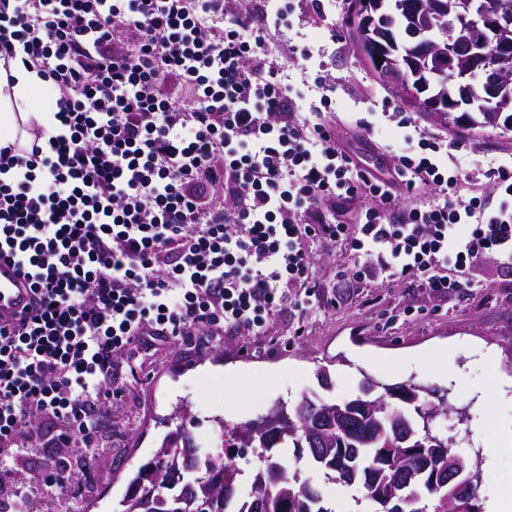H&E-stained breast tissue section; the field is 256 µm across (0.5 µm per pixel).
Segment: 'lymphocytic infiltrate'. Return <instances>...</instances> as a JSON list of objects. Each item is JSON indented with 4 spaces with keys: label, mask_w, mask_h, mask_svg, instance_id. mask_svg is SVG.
I'll return each mask as SVG.
<instances>
[{
    "label": "lymphocytic infiltrate",
    "mask_w": 512,
    "mask_h": 512,
    "mask_svg": "<svg viewBox=\"0 0 512 512\" xmlns=\"http://www.w3.org/2000/svg\"><path fill=\"white\" fill-rule=\"evenodd\" d=\"M19 49L57 110L32 151L0 146V259L36 295L0 317V494L34 446L60 492L87 478L139 343L257 336L322 296L313 248L444 297L512 267V168L463 171L429 132L362 166L299 112L297 46L241 0H0V61Z\"/></svg>",
    "instance_id": "obj_1"
}]
</instances>
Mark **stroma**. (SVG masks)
Returning a JSON list of instances; mask_svg holds the SVG:
<instances>
[{
    "label": "stroma",
    "instance_id": "stroma-1",
    "mask_svg": "<svg viewBox=\"0 0 512 512\" xmlns=\"http://www.w3.org/2000/svg\"><path fill=\"white\" fill-rule=\"evenodd\" d=\"M290 42L308 55L288 58V72L301 87L300 109L318 102L305 82L328 73L336 81L330 107L343 118L340 138L363 164L392 165V154L407 136L395 111L402 105L369 69L346 25L345 15L290 14ZM369 119L373 135L350 137L349 128ZM462 141L472 167L494 157L512 163V131L448 129ZM311 263L335 304L311 301L270 320L260 336H192L142 348L123 374L125 391L99 423L93 477L72 497H61L43 478L52 470L48 455L29 450L24 474L0 495V512H118L130 475L162 442L179 408L200 446L236 457L225 446L229 431L265 416L272 404L295 402L320 390L318 367L329 371L325 398L347 400L364 379L386 384L412 380L436 389L451 405L432 427L455 437L459 451L480 455L494 436L497 419L512 418V398L479 402L496 381L512 385V268L488 262L475 270L473 286L459 294L433 297L415 282L359 284L349 279L346 258L314 249ZM458 370L453 383L434 375L431 361Z\"/></svg>",
    "mask_w": 512,
    "mask_h": 512
}]
</instances>
